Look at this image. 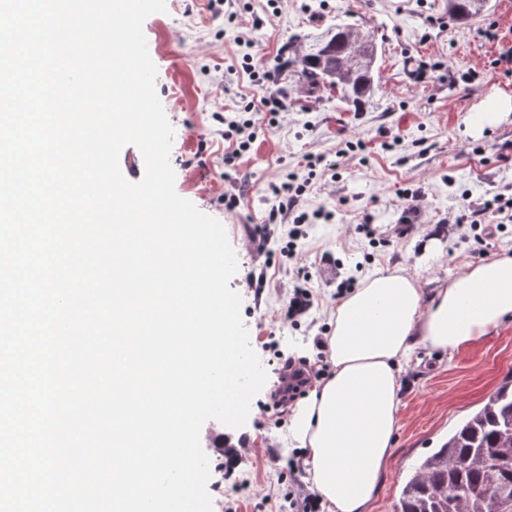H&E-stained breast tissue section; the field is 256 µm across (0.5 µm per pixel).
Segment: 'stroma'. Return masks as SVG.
Listing matches in <instances>:
<instances>
[{
  "label": "stroma",
  "mask_w": 512,
  "mask_h": 512,
  "mask_svg": "<svg viewBox=\"0 0 512 512\" xmlns=\"http://www.w3.org/2000/svg\"><path fill=\"white\" fill-rule=\"evenodd\" d=\"M143 30L158 69L156 90L175 130L170 162L177 193L224 226L238 259L229 283L241 299L250 345L267 372L245 426L208 421L201 445L221 487H209L213 512H286L302 489L290 466L286 406L275 403L274 351L320 362L337 287L395 270L430 289L466 265L512 257V222L458 224L463 205L512 196V112L486 122V103L512 99V73L491 68L512 46V0H490L488 12L450 20L448 0H227L213 18L208 0H166ZM235 21H228L227 13ZM359 25L378 48L375 93L353 111L335 93L303 92L289 62L301 40L339 21ZM495 25L498 38L482 32ZM258 71L253 83L244 64ZM475 70L472 84L459 73ZM283 94L286 108L269 123L264 96ZM247 113L258 136L235 166H225L215 113ZM354 150H347V142ZM201 164L190 165L193 156ZM323 161L309 171L310 158ZM311 176L301 210L330 220L293 226L270 219L273 186ZM239 196L225 209L223 196ZM275 236L298 229L294 257L266 261L250 241L256 227ZM265 280L248 285L249 275ZM305 277L313 306L297 321L282 312L292 283ZM512 374V321L454 353L419 349L404 377L396 444L370 512H395L416 464Z\"/></svg>",
  "instance_id": "1"
}]
</instances>
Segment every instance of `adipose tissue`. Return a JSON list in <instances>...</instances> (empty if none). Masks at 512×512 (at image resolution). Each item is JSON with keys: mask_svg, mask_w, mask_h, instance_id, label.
<instances>
[{"mask_svg": "<svg viewBox=\"0 0 512 512\" xmlns=\"http://www.w3.org/2000/svg\"><path fill=\"white\" fill-rule=\"evenodd\" d=\"M511 319L512 257L467 265L428 292L416 278L380 273L339 300L325 338L330 372L289 418L302 480L322 512H368L415 351H456Z\"/></svg>", "mask_w": 512, "mask_h": 512, "instance_id": "obj_1", "label": "adipose tissue"}]
</instances>
